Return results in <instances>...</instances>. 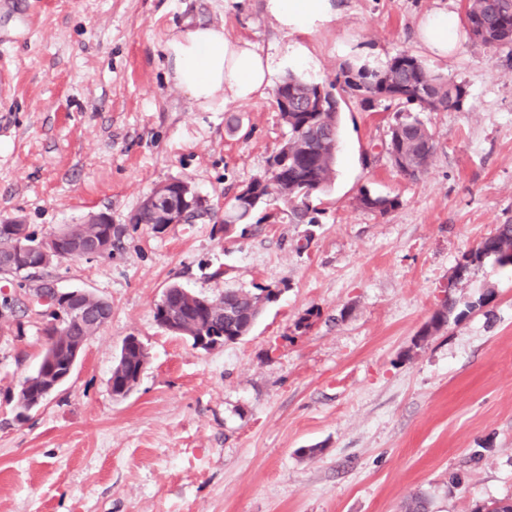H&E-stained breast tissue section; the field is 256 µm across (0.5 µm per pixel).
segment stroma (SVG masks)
<instances>
[{
  "label": "stroma",
  "mask_w": 512,
  "mask_h": 512,
  "mask_svg": "<svg viewBox=\"0 0 512 512\" xmlns=\"http://www.w3.org/2000/svg\"><path fill=\"white\" fill-rule=\"evenodd\" d=\"M336 19L283 31L263 0H0V220L37 236L111 217L108 256L40 270L107 300L110 320L25 419L41 317L0 330V512H474L512 500V268L463 256L512 224V53L460 31L435 56L422 16L462 0H339ZM220 25L302 74L407 52L464 81L458 112H424L432 162L413 179L386 152L392 111L349 101L316 223L257 209L225 235L224 201L264 175L287 136L272 93L196 108L167 78L171 32ZM189 181L210 214L152 227L131 214ZM398 197L381 215L360 190ZM280 289L250 333L204 351L161 328L163 291ZM448 322L419 333L445 298ZM149 353L135 389L109 379L125 337Z\"/></svg>",
  "instance_id": "35a3bbf8"
}]
</instances>
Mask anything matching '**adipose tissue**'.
I'll use <instances>...</instances> for the list:
<instances>
[{"label": "adipose tissue", "instance_id": "adipose-tissue-1", "mask_svg": "<svg viewBox=\"0 0 512 512\" xmlns=\"http://www.w3.org/2000/svg\"><path fill=\"white\" fill-rule=\"evenodd\" d=\"M266 13L286 30L301 31L335 17V0H265ZM458 22L445 11L424 16L419 39L434 55L444 56L457 40ZM170 78L201 110L212 112L229 101L244 102L264 94L285 62L261 54L245 39L225 34L217 25L173 33L164 45Z\"/></svg>", "mask_w": 512, "mask_h": 512}]
</instances>
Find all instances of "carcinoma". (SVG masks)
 <instances>
[{"label":"carcinoma","instance_id":"carcinoma-1","mask_svg":"<svg viewBox=\"0 0 512 512\" xmlns=\"http://www.w3.org/2000/svg\"><path fill=\"white\" fill-rule=\"evenodd\" d=\"M464 23L471 38L491 50L512 51V0H464ZM371 109L379 102L394 107L393 121L388 127L386 150L394 157V166L416 178L424 174L436 150L434 134L415 116L417 112H451L462 110L468 88L465 82L433 73L416 56L402 52L382 68H373L356 59L346 60L336 80L329 83L309 81L293 72L277 85L274 97L278 112L288 129V156L278 150L269 161L265 175L255 178L238 190L224 211V224H241L249 219L259 204L269 199L280 200L299 221L313 223L312 202L331 184L335 164V143L339 137L340 103L346 101L341 92ZM288 108H283V100ZM360 207L386 215L399 206V199L375 195L361 190ZM74 238L87 239L101 231L112 230L110 224H68L63 227ZM486 258L512 267V224H501L496 232L484 238L464 256L461 269ZM270 302L267 288L253 293L226 288L217 297L181 291L172 284L167 288V304L182 335L197 342L201 329L224 334V343L247 335L258 314V306ZM452 300L446 299L421 330L428 336L448 322ZM101 325L88 322L73 327L65 335L56 328L45 329L46 342H55L53 368L67 371L71 346L86 344ZM141 343L127 348L124 361L112 370V392L120 394L125 382L140 375L145 362Z\"/></svg>","mask_w":512,"mask_h":512}]
</instances>
